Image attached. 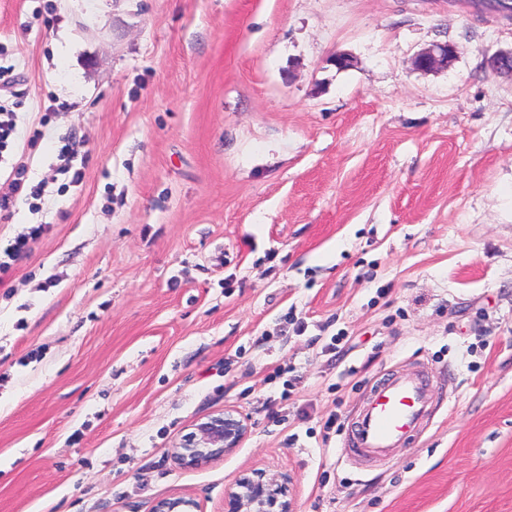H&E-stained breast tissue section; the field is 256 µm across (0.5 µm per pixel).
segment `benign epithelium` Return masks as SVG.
Masks as SVG:
<instances>
[{
    "mask_svg": "<svg viewBox=\"0 0 512 512\" xmlns=\"http://www.w3.org/2000/svg\"><path fill=\"white\" fill-rule=\"evenodd\" d=\"M458 54V45L438 42L419 52L413 65L421 72H434L448 67ZM248 432L247 420L238 411L226 409L198 424L193 433L175 444L171 455L184 467L202 466L233 453ZM291 491V479L286 475L244 472L226 491L224 512H292ZM153 512H199V505L190 496H177L157 501Z\"/></svg>",
    "mask_w": 512,
    "mask_h": 512,
    "instance_id": "1",
    "label": "benign epithelium"
}]
</instances>
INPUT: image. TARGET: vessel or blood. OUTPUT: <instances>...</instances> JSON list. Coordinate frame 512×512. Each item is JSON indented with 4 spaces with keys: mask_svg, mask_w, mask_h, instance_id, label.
Wrapping results in <instances>:
<instances>
[{
    "mask_svg": "<svg viewBox=\"0 0 512 512\" xmlns=\"http://www.w3.org/2000/svg\"><path fill=\"white\" fill-rule=\"evenodd\" d=\"M436 404L428 367L419 362L385 374L348 421L342 453L354 465L380 464L417 435Z\"/></svg>",
    "mask_w": 512,
    "mask_h": 512,
    "instance_id": "b4317fda",
    "label": "vessel or blood"
}]
</instances>
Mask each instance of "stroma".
<instances>
[{
  "label": "stroma",
  "mask_w": 512,
  "mask_h": 512,
  "mask_svg": "<svg viewBox=\"0 0 512 512\" xmlns=\"http://www.w3.org/2000/svg\"><path fill=\"white\" fill-rule=\"evenodd\" d=\"M445 41L448 68L415 69ZM511 47L467 0H0V196L23 160L46 185L0 250L49 227L0 271V512H224L254 468L292 478L294 512H512V76L489 64ZM417 359L434 418L346 463L328 416ZM227 408L239 448L179 466ZM459 54V47L451 42H438L419 52L413 60L414 67L424 73L447 68ZM8 100L2 101V93L0 95V156L14 142V133L16 130L15 112H9L6 103ZM198 502L190 496H177L158 500L153 512H199Z\"/></svg>",
  "instance_id": "1"
}]
</instances>
